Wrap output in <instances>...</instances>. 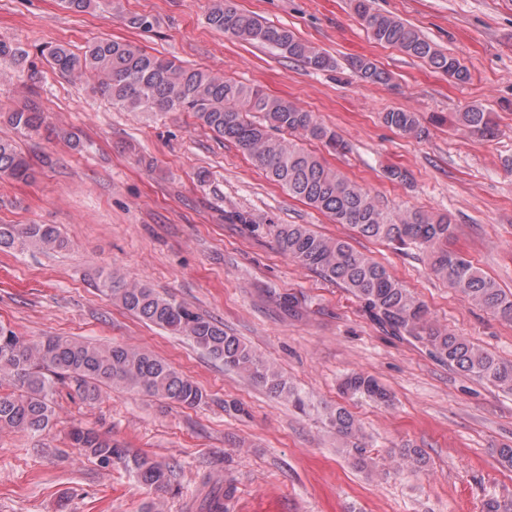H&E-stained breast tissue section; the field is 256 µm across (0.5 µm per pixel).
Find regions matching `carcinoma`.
<instances>
[{
    "instance_id": "1",
    "label": "carcinoma",
    "mask_w": 512,
    "mask_h": 512,
    "mask_svg": "<svg viewBox=\"0 0 512 512\" xmlns=\"http://www.w3.org/2000/svg\"><path fill=\"white\" fill-rule=\"evenodd\" d=\"M60 4L72 13L95 9L118 12L121 8L120 0H60ZM355 11L378 44L417 58L459 83L470 80L471 73L464 62L440 50L398 17L374 10L370 0H357ZM123 20L128 27L144 32L153 27L152 18L146 14L127 15ZM206 23L239 43L263 45L313 70L335 66L325 50L284 25L267 22L240 8L238 0H211ZM39 53L64 76L94 78L95 89L123 109L194 113L216 136L238 145L292 197L328 215L334 223L347 224L358 234L385 241L397 251L426 253L433 276L473 305L512 318V294L464 254L448 247L454 235L448 215L387 211L369 191L328 167L316 155L269 134V130L279 129L319 141L336 152L347 150L344 140L315 113L203 68L147 54L127 41L96 39L80 54L62 43L50 42L42 45ZM349 66L363 82H390L389 73L368 58H356ZM381 119L385 125L415 138L428 133L415 112L392 109L382 113ZM5 121L17 131L38 134L44 116L31 102L6 113ZM452 121L469 137L479 140L493 136L496 126L492 113L478 106L453 113ZM0 178L23 182L33 178L29 160L8 135L0 137ZM271 232L284 254L346 288L365 305L378 325L395 336L421 344L431 357L458 373L512 393V361L433 323L425 304L383 264L353 251L343 239L317 234L307 224H273ZM68 247L69 240L54 224H0V249L64 251ZM101 287L106 296L139 320L187 338L224 367L265 385L298 407L302 405V399L275 368L238 337L225 332L221 322L142 282H128L111 274L103 278ZM60 383L74 386L80 399L88 404L98 399L104 386L143 392L186 407H195L206 398L199 385L143 347L98 344L72 336L27 339L0 325V431L34 435L50 432L56 419L54 394ZM340 389L351 398L389 400L385 387L362 372L346 374ZM325 420L335 431L341 452L358 471L385 477L393 472L415 476L428 466L426 452L410 444L391 455L389 468L379 466L362 443L361 424L343 406L328 410ZM69 439L72 447L104 469L118 462L150 489L164 491L171 486L174 467L169 464L81 426L71 429Z\"/></svg>"
}]
</instances>
